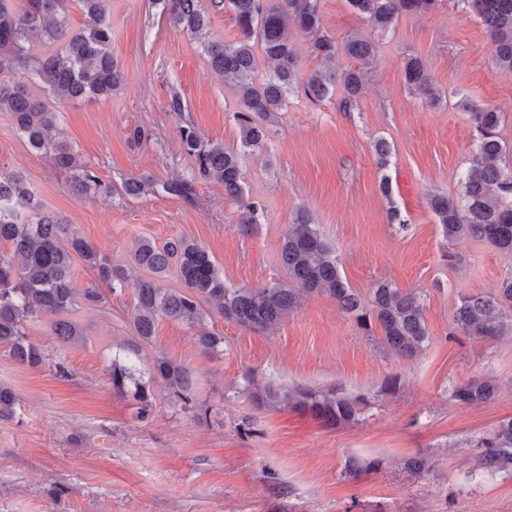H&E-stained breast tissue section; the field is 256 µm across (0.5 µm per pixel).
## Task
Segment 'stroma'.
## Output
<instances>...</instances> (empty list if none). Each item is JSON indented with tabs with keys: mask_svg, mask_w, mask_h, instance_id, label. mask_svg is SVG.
I'll return each instance as SVG.
<instances>
[{
	"mask_svg": "<svg viewBox=\"0 0 512 512\" xmlns=\"http://www.w3.org/2000/svg\"><path fill=\"white\" fill-rule=\"evenodd\" d=\"M321 9L336 39L375 40L377 62L356 109L290 95L265 151L243 153L244 191L264 210L251 234L239 233L237 207L219 182L196 184L187 199L156 189L193 174L181 126L228 147L238 146L239 131L235 91L212 72L201 39L176 30L154 0H110V49L124 87L57 106L59 140L107 192H76L69 173L33 150L7 112L0 170L21 173L44 211L64 217L113 262L129 264L141 239L181 236L203 246L236 286L284 280L280 245L297 211H307L362 297L384 280L421 295L427 347L410 358L386 352L325 294L306 296L262 334L212 317L209 331L224 339L218 355L204 354L193 330L169 319L145 343L132 325L131 282L106 308L75 312L85 336L67 348L45 323L31 324L45 355L38 366L19 367L0 347V385L18 399L14 418L0 420V512H512V474L479 485L468 479L478 441L512 418V337L472 339L453 325L461 295L488 294L512 277V255L470 238L448 243L428 205L436 191L458 196L476 152L468 116L456 106L461 97L502 110L500 135L512 145V72L492 64L486 31L460 0L403 16L385 33L347 0H321ZM410 56L427 66L439 103L408 89ZM175 96L178 112L169 108ZM379 139L391 146L383 168ZM130 177L148 179L151 189L127 196ZM393 205L406 225L389 222ZM449 251L462 265L449 266ZM116 354L145 372L158 357L187 366L193 407L154 380L156 409L139 418L133 399L112 387ZM60 361L69 376L57 375ZM474 376L495 381L496 396L458 404L453 385ZM254 380L336 386L366 402L356 423L328 427L288 407L255 409ZM417 454L431 461L420 476L406 467ZM350 458L367 471L349 473Z\"/></svg>",
	"mask_w": 512,
	"mask_h": 512,
	"instance_id": "obj_1",
	"label": "stroma"
}]
</instances>
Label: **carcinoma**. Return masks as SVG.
I'll return each mask as SVG.
<instances>
[{
	"instance_id": "cac0c4a2",
	"label": "carcinoma",
	"mask_w": 512,
	"mask_h": 512,
	"mask_svg": "<svg viewBox=\"0 0 512 512\" xmlns=\"http://www.w3.org/2000/svg\"><path fill=\"white\" fill-rule=\"evenodd\" d=\"M160 0L162 11L176 28L200 36L209 30L210 10L232 12L237 33L230 42L211 41L204 46L216 77L236 90L241 149L228 148L203 136L194 126L180 130L182 147L194 163L191 179H172L162 184L167 194L186 198L196 181L216 180L224 193L238 203L239 230L246 234L258 221V206L245 198L241 150H262L267 125L278 120L297 93L312 102L337 97L338 108L350 112L365 90L367 66L377 56V44L348 36L338 42L324 29L321 0ZM349 5L381 31L394 27L405 15H426L439 0H347ZM478 18L492 45L496 67L512 72V0H460ZM85 24L75 30L69 24L72 10ZM306 36L312 52L332 58L343 54L353 65L340 73L314 70L304 76L294 34ZM112 22L109 0H0V112H9L16 129L34 150L48 156L53 165L74 171L78 190L103 189L98 177L76 161V152L56 141L51 131L57 111L45 101L86 98L97 101L112 96L125 81L112 56ZM274 64L269 76L258 80V60ZM409 88L439 101L425 66L417 57L405 60ZM456 106L469 114L479 135L474 159L460 177V199L444 193L429 197L428 204L443 236L453 243L461 238L488 243L512 254V147L501 139L503 113L477 105L463 97ZM0 345L21 366H38L44 360L42 346L28 333V325L46 322L61 348L80 340L82 327L71 319L81 306L103 307L108 295L128 281L124 267L100 254L72 231L61 216L43 211L20 174H0ZM81 258L96 271L98 286L79 292L72 287L71 269ZM130 261L146 276L137 280L133 326L148 342L160 319H171L195 331L199 348L218 354L224 337L207 330V319L216 315L252 332H265L287 319L300 307L302 296L326 294L340 310L353 317L367 333L378 326L381 345L387 351L410 357L423 350L428 340L425 306L421 297L404 292L389 281L375 283L369 302L349 286L339 269L336 250L323 238L309 214L300 210L289 225L279 251V263L287 279L256 288L235 287L209 253L187 238L163 245L145 239ZM175 274L179 288L164 281ZM457 328L473 339L512 335V278L501 282L487 296L463 295L454 310ZM134 365L112 358V388L123 392L134 386L133 399L142 418L151 415L155 398L148 384L137 377ZM152 379H159L168 393L185 406L195 401L191 371L165 357L153 361ZM497 387L483 377H473L452 388L459 404L486 402ZM258 409L290 407L308 413L328 426L357 420L364 398L339 388L320 390L306 385L281 386L268 382L249 394ZM16 395L0 385V419L15 413ZM481 471L471 475L476 483L497 474H512V419L499 424L479 442Z\"/></svg>"
}]
</instances>
